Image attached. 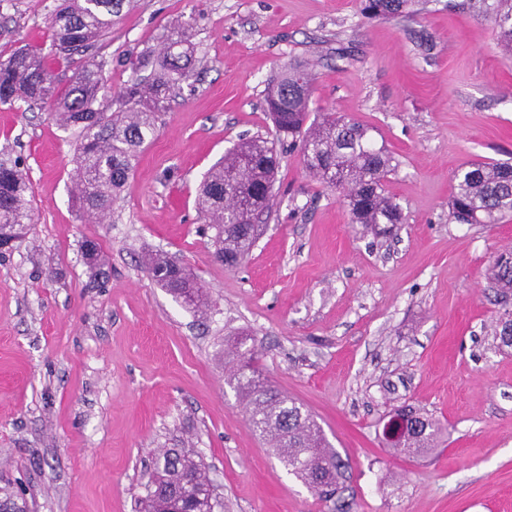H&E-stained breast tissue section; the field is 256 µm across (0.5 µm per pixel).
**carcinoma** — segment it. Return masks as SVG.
I'll return each mask as SVG.
<instances>
[{
  "instance_id": "obj_1",
  "label": "carcinoma",
  "mask_w": 512,
  "mask_h": 512,
  "mask_svg": "<svg viewBox=\"0 0 512 512\" xmlns=\"http://www.w3.org/2000/svg\"><path fill=\"white\" fill-rule=\"evenodd\" d=\"M498 31L504 51L512 53V0H477ZM124 0H59L51 20V51L24 47L0 56V104L28 106L54 102L57 120L77 130L75 166L71 173L73 203L79 212L101 217L112 209L134 173L141 151L154 132L160 112L181 94L192 68L194 45L189 25H178L177 37L133 63L138 76L112 90L103 64L95 61L112 14ZM361 12L397 18L414 11L416 0H360ZM314 75L305 62L288 64L267 84L266 112L277 138L301 146L306 169L323 186L341 192L352 223L365 227L401 224V205L387 191L394 158L375 146L372 128L331 113H314ZM118 104L112 110V103ZM280 153L261 135L240 139L224 152L201 186L200 213L215 231V256L229 267L238 265L256 241L255 223L272 208ZM25 177L16 163L0 161V234L18 241L29 231L33 214ZM452 217L462 224H497L512 213V164L471 162L454 176L449 201ZM101 247L84 241L90 269L99 266ZM146 270L162 287L197 312L211 301L204 287L182 266L160 254L146 259ZM491 283L501 297L499 340L512 330V253L498 255ZM236 382L260 438L276 449L288 469L321 496L337 489L343 464L328 451L326 439L302 404L282 395L264 380L252 349L236 344ZM442 429L429 418H414L411 434L399 452L417 454L438 446ZM210 478L200 458L184 448H162L153 464V479L139 501L140 512H212Z\"/></svg>"
}]
</instances>
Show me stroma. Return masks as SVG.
Returning <instances> with one entry per match:
<instances>
[{
    "label": "stroma",
    "mask_w": 512,
    "mask_h": 512,
    "mask_svg": "<svg viewBox=\"0 0 512 512\" xmlns=\"http://www.w3.org/2000/svg\"><path fill=\"white\" fill-rule=\"evenodd\" d=\"M55 0H0V54L50 46ZM191 23L195 73L163 112L106 221L72 203L76 135L50 105H0V158L18 162L34 222L0 257V512H134L159 449L192 448L219 512H512V347L495 336L498 224L449 216L467 162L512 161V54L470 0L371 18L359 0H134L98 55L113 88ZM309 62L313 106L374 127L397 167L394 236L353 228L335 190L284 148L267 224L245 260L215 257L199 185L239 136L270 135L263 95ZM99 242L109 280L90 278ZM175 256L205 285L199 317L148 275ZM253 346L345 465L324 500L267 448L228 384L224 351ZM395 408L446 429L387 448ZM411 415H415L409 412ZM414 427L401 448H393L404 454H417L429 448H436L442 437V429L429 418L415 415Z\"/></svg>",
    "instance_id": "35a3bbf8"
}]
</instances>
